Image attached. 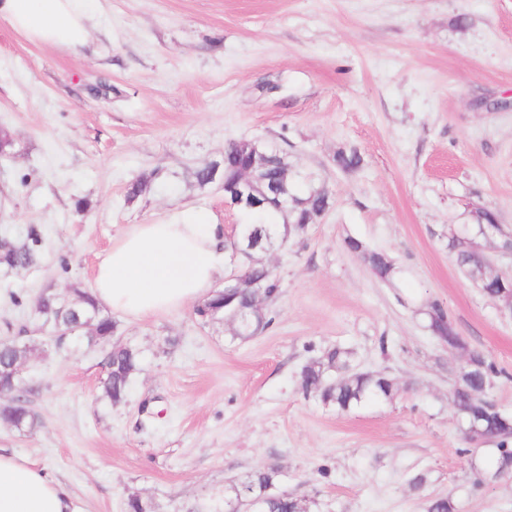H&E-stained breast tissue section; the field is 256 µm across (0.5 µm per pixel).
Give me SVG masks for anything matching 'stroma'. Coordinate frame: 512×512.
I'll use <instances>...</instances> for the list:
<instances>
[{"label":"stroma","instance_id":"1","mask_svg":"<svg viewBox=\"0 0 512 512\" xmlns=\"http://www.w3.org/2000/svg\"><path fill=\"white\" fill-rule=\"evenodd\" d=\"M0 235L40 225L39 264L0 272V337L29 336L33 432L0 448L44 468L85 512H187L269 465L311 512H512V476L466 440L450 401L461 355L426 309L443 304L468 349L505 371L491 391L512 414V316L458 268L466 236L491 272L512 270V0H101L80 53L0 20ZM251 138L280 149L300 187L332 207L264 262L280 281L271 324L239 339L193 307L132 319L116 341L140 368L122 403L103 395V345L54 347L30 313L44 289H91L129 225L203 210L244 223L222 180L195 169ZM362 167L340 171L338 149ZM149 191L128 199L134 180ZM497 229L480 231L477 210ZM385 253L378 279L345 241ZM330 348L393 379V399L348 412L304 393L303 366ZM427 477L413 487L417 474Z\"/></svg>","mask_w":512,"mask_h":512}]
</instances>
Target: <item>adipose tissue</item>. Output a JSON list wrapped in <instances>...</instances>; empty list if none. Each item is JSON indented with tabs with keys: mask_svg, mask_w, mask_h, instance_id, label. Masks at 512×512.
Instances as JSON below:
<instances>
[{
	"mask_svg": "<svg viewBox=\"0 0 512 512\" xmlns=\"http://www.w3.org/2000/svg\"><path fill=\"white\" fill-rule=\"evenodd\" d=\"M100 0H0V19L42 44L79 50ZM224 225L204 213L183 222L135 224L98 261L92 295L112 311L148 317L210 297L229 270ZM0 512H84L43 468L0 448Z\"/></svg>",
	"mask_w": 512,
	"mask_h": 512,
	"instance_id": "ef3b65f1",
	"label": "adipose tissue"
}]
</instances>
